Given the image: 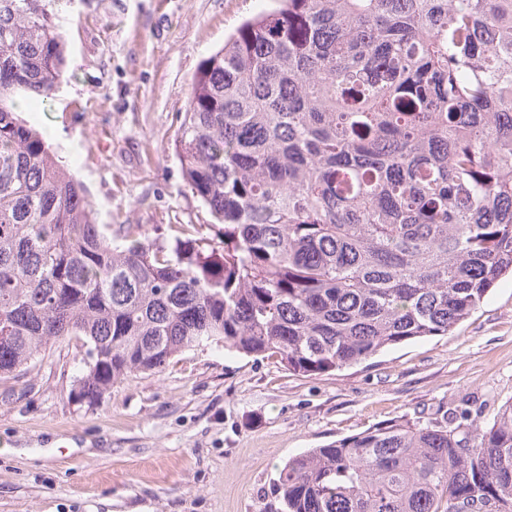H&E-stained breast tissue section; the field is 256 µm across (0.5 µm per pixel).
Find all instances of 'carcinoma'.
I'll use <instances>...</instances> for the list:
<instances>
[{"label":"carcinoma","instance_id":"1","mask_svg":"<svg viewBox=\"0 0 512 512\" xmlns=\"http://www.w3.org/2000/svg\"><path fill=\"white\" fill-rule=\"evenodd\" d=\"M198 67L174 139L222 225L112 235L19 98L66 35L0 0V375L86 347L75 394L221 344L312 376L445 335L512 273V0H279ZM280 512H512V404L404 420L288 459Z\"/></svg>","mask_w":512,"mask_h":512}]
</instances>
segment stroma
<instances>
[{
	"instance_id": "1",
	"label": "stroma",
	"mask_w": 512,
	"mask_h": 512,
	"mask_svg": "<svg viewBox=\"0 0 512 512\" xmlns=\"http://www.w3.org/2000/svg\"><path fill=\"white\" fill-rule=\"evenodd\" d=\"M67 37L52 96L20 106L97 223L213 234L172 144L201 62L273 0H50ZM81 341L0 376V512H277L292 456L411 419L493 422L512 403V277L451 332L325 375L207 345L73 395Z\"/></svg>"
}]
</instances>
